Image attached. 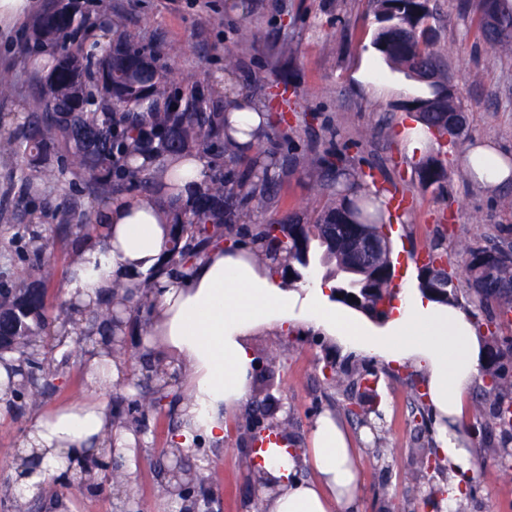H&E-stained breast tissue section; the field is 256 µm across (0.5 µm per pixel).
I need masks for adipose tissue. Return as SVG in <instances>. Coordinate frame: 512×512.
<instances>
[{
  "instance_id": "adipose-tissue-1",
  "label": "adipose tissue",
  "mask_w": 512,
  "mask_h": 512,
  "mask_svg": "<svg viewBox=\"0 0 512 512\" xmlns=\"http://www.w3.org/2000/svg\"><path fill=\"white\" fill-rule=\"evenodd\" d=\"M472 153L484 160L474 176L484 188L494 190L512 179V163L499 150L478 146ZM169 210L167 200L142 197L103 207L98 219L104 230L85 245L80 266L70 271L67 292L80 304L94 306L111 300L114 281H137L153 273L156 302L150 318L159 341L149 355L161 362L176 354L189 398L180 409L182 426L171 436V447L190 448L202 436L223 439L229 418L250 396V336L263 327L290 323L387 361L422 363L438 422V453L454 477L445 498H455L460 486L476 478L480 463L459 441L465 431V397L482 378V348L469 312L420 293H403L385 325L377 328L326 304L322 282L285 287L269 266L253 260L246 243L211 250L188 276L168 275ZM127 373L126 364L107 348L86 356L82 400L33 419L14 466L19 492L32 497L54 480L96 479L116 451L125 456L126 472L135 473L136 459L126 452L133 436L114 425L106 400ZM259 457L279 481L280 492L266 501V512H356L357 451L332 418L316 422L302 453L263 448ZM305 469L313 479L301 478Z\"/></svg>"
}]
</instances>
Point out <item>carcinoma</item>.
Listing matches in <instances>:
<instances>
[{
  "label": "carcinoma",
  "instance_id": "carcinoma-1",
  "mask_svg": "<svg viewBox=\"0 0 512 512\" xmlns=\"http://www.w3.org/2000/svg\"><path fill=\"white\" fill-rule=\"evenodd\" d=\"M498 26L484 21V0H478L475 23L483 39L497 51L512 52V0H495ZM377 21L372 46L384 63L418 83L417 91L401 107L416 114L432 134L459 139L462 134L448 126V112L456 109L445 91V62L432 34L435 5L429 0H371ZM93 19L77 3H47L21 41L22 55L47 71L38 96L18 129L0 137V156L26 161L28 171L17 179V197L22 203L37 198L43 212L60 216L58 230L78 235L90 224V212L80 198H110L137 188L152 197L163 188L171 191V234L166 248V269L183 273L186 263L204 256L221 242L246 238L255 257L271 263L288 285L302 281L311 268L334 266V276L348 291L360 295L355 306L373 319L387 317L393 292L392 247L385 231L393 220L395 194L377 184L374 175L361 169L345 172L339 161L327 156L319 161L318 181L333 196L330 204L310 216L289 214L273 224H242L253 202L265 207L277 203L274 171L284 159L257 168L246 162L241 169H226L223 155L233 160L239 145L224 127V104L211 95L195 77L187 74L171 83L158 64L155 49L132 46L120 32L105 53L96 52L98 42L87 43L94 30ZM207 160V171L198 184L169 171L173 158ZM75 169L84 173L82 183H70V195L57 197L54 190ZM419 184H440L449 172L435 157L416 169ZM24 280L9 288L8 266L0 267V328L20 337L13 349L29 375L28 384L15 395L31 403L56 388L62 364L47 369L37 357L46 324L45 287L56 275L52 261L53 235L31 234ZM507 238L475 241L457 253V266L469 286V300L482 314L489 333L484 372L492 382L475 405L476 417L487 421L489 440L484 453L496 455L512 444V343L498 344L500 326L512 322V259L488 265L480 261L487 250L506 249ZM153 275L141 282H117L112 295L129 307L127 320L148 328L154 305ZM453 274L442 270L420 282L439 302L453 301L448 292ZM78 309L60 303L54 321L66 328L74 323ZM82 312L83 336L112 333L110 305ZM158 366H145L138 400L132 403L134 423L140 426L156 411L168 392L152 382ZM372 372L353 368L338 372L332 381L354 396ZM417 429L425 433L431 417L415 383H410ZM417 471L435 470L440 458L433 443L416 459Z\"/></svg>",
  "mask_w": 512,
  "mask_h": 512
}]
</instances>
